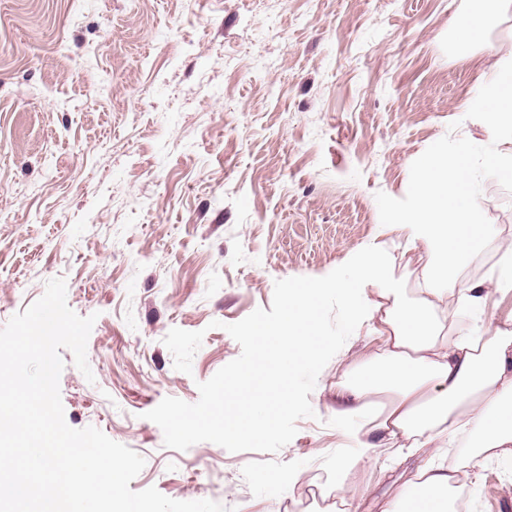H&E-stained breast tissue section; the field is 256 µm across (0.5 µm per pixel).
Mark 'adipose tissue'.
<instances>
[{
    "mask_svg": "<svg viewBox=\"0 0 512 512\" xmlns=\"http://www.w3.org/2000/svg\"><path fill=\"white\" fill-rule=\"evenodd\" d=\"M477 100L494 146L487 165L511 183L512 50L496 53ZM415 171L410 205L389 214L408 249L430 259L432 273L413 305L401 306V283L375 243L353 256L349 274H329L323 284L341 290L351 323L373 324L378 338L375 350L349 364L336 385L332 412L346 451L336 460L333 483L347 507L349 473L385 443L433 449L463 433L486 457L512 462V318L489 326L480 315L483 284L462 286L456 278L474 244L491 235L469 155L440 149L423 155ZM320 287L300 290L278 322L254 328L260 339H282L278 363L316 357L323 341L314 305ZM451 310L469 318L453 336L445 325ZM462 479L440 465L422 470L401 494L407 512H453L452 493Z\"/></svg>",
    "mask_w": 512,
    "mask_h": 512,
    "instance_id": "ef3b65f1",
    "label": "adipose tissue"
}]
</instances>
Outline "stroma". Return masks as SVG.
<instances>
[{"mask_svg":"<svg viewBox=\"0 0 512 512\" xmlns=\"http://www.w3.org/2000/svg\"><path fill=\"white\" fill-rule=\"evenodd\" d=\"M476 0H0V328L55 277L96 315L86 380L69 350L67 424L145 460L129 487L232 512H336L343 438L337 372L375 341L356 329L318 376L295 437L274 453L165 447L146 412L236 359L227 332L270 308L274 283L322 277L380 243L412 303L427 272L390 210L415 161L472 146L493 236L457 272L487 280L512 239V184L485 165L482 121L462 115L512 50V13L468 55L451 32ZM203 331L191 373L170 329ZM463 469L465 512H512V468L465 437L437 454L379 449L348 479L356 512H383L421 468Z\"/></svg>","mask_w":512,"mask_h":512,"instance_id":"obj_1","label":"stroma"}]
</instances>
